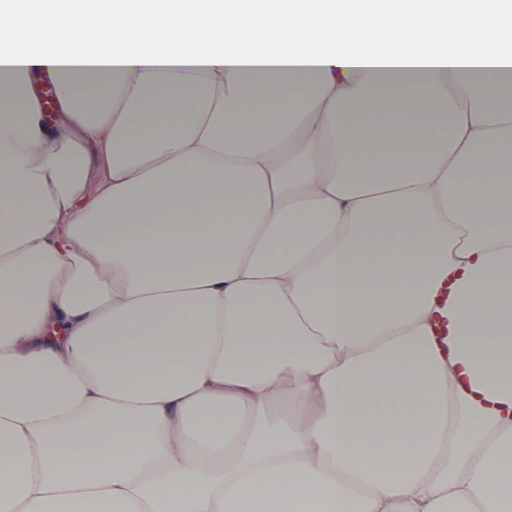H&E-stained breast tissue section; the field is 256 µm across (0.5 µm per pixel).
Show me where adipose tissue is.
<instances>
[{"instance_id":"1","label":"adipose tissue","mask_w":512,"mask_h":512,"mask_svg":"<svg viewBox=\"0 0 512 512\" xmlns=\"http://www.w3.org/2000/svg\"><path fill=\"white\" fill-rule=\"evenodd\" d=\"M509 83L512 0H0V512H512Z\"/></svg>"}]
</instances>
